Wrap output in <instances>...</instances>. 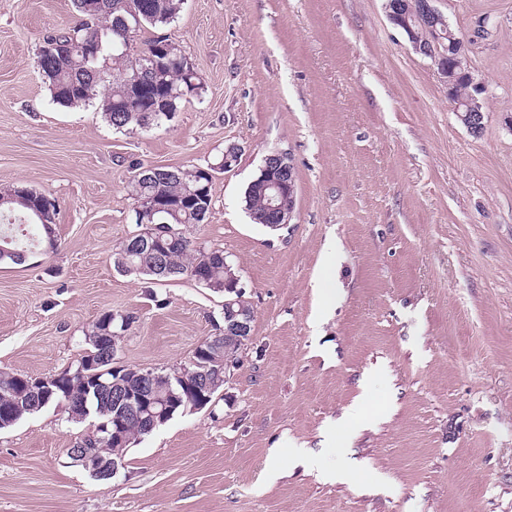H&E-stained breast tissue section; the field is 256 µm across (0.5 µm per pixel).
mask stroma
<instances>
[{"label": "stroma", "instance_id": "1", "mask_svg": "<svg viewBox=\"0 0 512 512\" xmlns=\"http://www.w3.org/2000/svg\"><path fill=\"white\" fill-rule=\"evenodd\" d=\"M385 4L184 0L164 32L202 96L118 131L55 103L38 67L46 36L78 23L72 0H0V188L59 203L57 251L0 262V372L60 374L108 311L134 316L119 359L141 369L223 333V295L115 267L138 164L242 146L190 233L254 308L212 407L135 439L114 478L69 457L92 426L64 407L1 430L0 512H512V0L434 2L484 87L477 135ZM275 151L298 192L272 231L244 193Z\"/></svg>", "mask_w": 512, "mask_h": 512}]
</instances>
